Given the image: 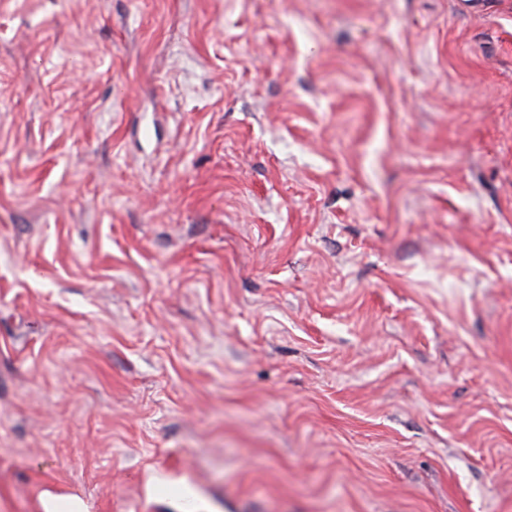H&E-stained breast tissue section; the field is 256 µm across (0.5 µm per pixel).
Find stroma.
<instances>
[{"label": "stroma", "instance_id": "obj_1", "mask_svg": "<svg viewBox=\"0 0 512 512\" xmlns=\"http://www.w3.org/2000/svg\"><path fill=\"white\" fill-rule=\"evenodd\" d=\"M512 512V0H0V512Z\"/></svg>", "mask_w": 512, "mask_h": 512}]
</instances>
